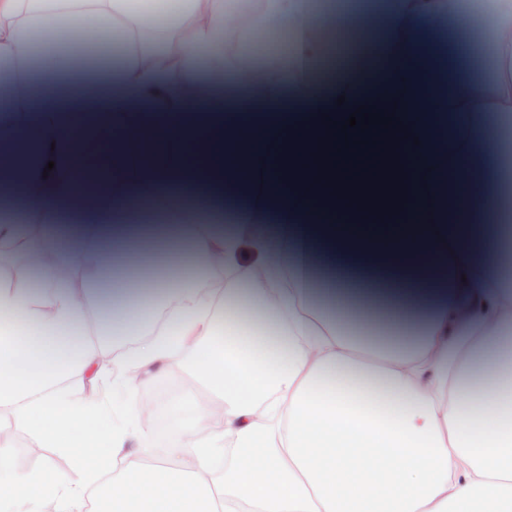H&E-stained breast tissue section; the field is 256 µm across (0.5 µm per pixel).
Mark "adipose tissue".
Listing matches in <instances>:
<instances>
[{
    "label": "adipose tissue",
    "mask_w": 512,
    "mask_h": 512,
    "mask_svg": "<svg viewBox=\"0 0 512 512\" xmlns=\"http://www.w3.org/2000/svg\"><path fill=\"white\" fill-rule=\"evenodd\" d=\"M375 15L366 45L348 25L323 34L308 0H252L243 21L227 0L161 17L155 0H0V142L35 150L0 173V258L20 269L0 283V410L82 472L16 471L2 436L0 512H512V0ZM273 28L287 61L242 53ZM451 30L464 73L412 67ZM336 49L347 66L329 65ZM376 74L394 98L367 94ZM316 81L413 111L398 220L314 183ZM206 83L251 100L225 120ZM115 84L132 94L119 111L50 100ZM479 125L486 145L448 153ZM258 165L256 205L241 174ZM227 184L239 205L213 206ZM110 211L126 223L101 222ZM75 213L86 223L65 226ZM321 253L350 262L327 278ZM261 268L277 274L271 330L246 324ZM97 334L136 342L106 364ZM172 369L208 396L147 436L130 400Z\"/></svg>",
    "instance_id": "1"
}]
</instances>
